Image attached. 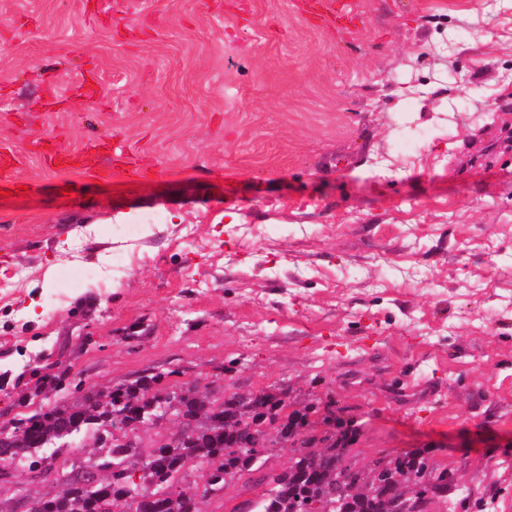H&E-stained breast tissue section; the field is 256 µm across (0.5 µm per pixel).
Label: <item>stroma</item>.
Masks as SVG:
<instances>
[{"instance_id": "obj_1", "label": "stroma", "mask_w": 512, "mask_h": 512, "mask_svg": "<svg viewBox=\"0 0 512 512\" xmlns=\"http://www.w3.org/2000/svg\"><path fill=\"white\" fill-rule=\"evenodd\" d=\"M335 2L337 26L293 0H0V408L72 402L30 376L59 355L96 389L220 381L317 406L267 469L343 433L361 469L421 452L454 512H506L512 152L454 169L512 128V0ZM56 490L17 465L0 512Z\"/></svg>"}]
</instances>
